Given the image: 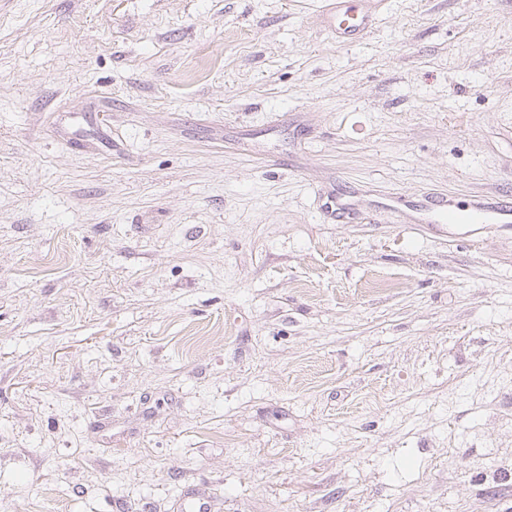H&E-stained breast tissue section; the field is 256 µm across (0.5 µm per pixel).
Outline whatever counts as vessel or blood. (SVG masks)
Listing matches in <instances>:
<instances>
[{"mask_svg": "<svg viewBox=\"0 0 512 512\" xmlns=\"http://www.w3.org/2000/svg\"><path fill=\"white\" fill-rule=\"evenodd\" d=\"M379 0H324L320 10L323 27L343 43H353L371 32ZM425 223L511 224L512 195L475 199L466 205L436 204L423 212Z\"/></svg>", "mask_w": 512, "mask_h": 512, "instance_id": "obj_1", "label": "vessel or blood"}]
</instances>
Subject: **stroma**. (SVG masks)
Instances as JSON below:
<instances>
[{
	"label": "stroma",
	"mask_w": 512,
	"mask_h": 512,
	"mask_svg": "<svg viewBox=\"0 0 512 512\" xmlns=\"http://www.w3.org/2000/svg\"><path fill=\"white\" fill-rule=\"evenodd\" d=\"M319 9L0 0V512H512V0ZM381 0H325L320 7L323 27L342 43H353L371 32ZM423 211L420 223L511 224L512 195L475 199L464 206L448 200V204H436Z\"/></svg>",
	"instance_id": "1"
}]
</instances>
